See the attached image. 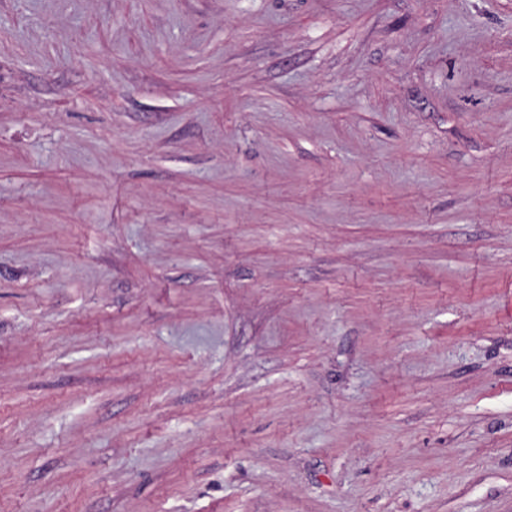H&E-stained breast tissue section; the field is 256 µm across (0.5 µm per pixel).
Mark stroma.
I'll return each mask as SVG.
<instances>
[{
  "mask_svg": "<svg viewBox=\"0 0 512 512\" xmlns=\"http://www.w3.org/2000/svg\"><path fill=\"white\" fill-rule=\"evenodd\" d=\"M0 512H512V0H0Z\"/></svg>",
  "mask_w": 512,
  "mask_h": 512,
  "instance_id": "obj_1",
  "label": "stroma"
}]
</instances>
